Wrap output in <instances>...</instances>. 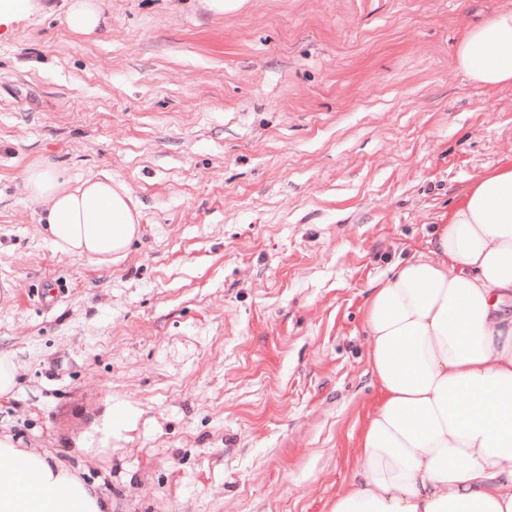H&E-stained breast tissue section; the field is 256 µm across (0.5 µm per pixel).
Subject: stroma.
Masks as SVG:
<instances>
[{
  "label": "stroma",
  "mask_w": 512,
  "mask_h": 512,
  "mask_svg": "<svg viewBox=\"0 0 512 512\" xmlns=\"http://www.w3.org/2000/svg\"><path fill=\"white\" fill-rule=\"evenodd\" d=\"M69 5L0 24V430L112 512H329L377 394L371 288L512 162V86L455 64L512 0H103L102 35ZM42 161L127 186L125 257L49 243ZM19 365L8 357L0 356V399L13 397L18 387Z\"/></svg>",
  "instance_id": "obj_1"
}]
</instances>
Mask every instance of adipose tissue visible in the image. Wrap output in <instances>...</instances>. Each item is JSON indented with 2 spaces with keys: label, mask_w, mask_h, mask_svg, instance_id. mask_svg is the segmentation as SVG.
<instances>
[{
  "label": "adipose tissue",
  "mask_w": 512,
  "mask_h": 512,
  "mask_svg": "<svg viewBox=\"0 0 512 512\" xmlns=\"http://www.w3.org/2000/svg\"><path fill=\"white\" fill-rule=\"evenodd\" d=\"M456 63L482 87L512 85V9L468 28ZM22 188L62 253L109 264L138 233L111 176L40 164ZM364 321L377 397L330 512H512V164L471 182L426 253L377 282ZM0 512H112V499L0 432Z\"/></svg>",
  "instance_id": "1"
}]
</instances>
